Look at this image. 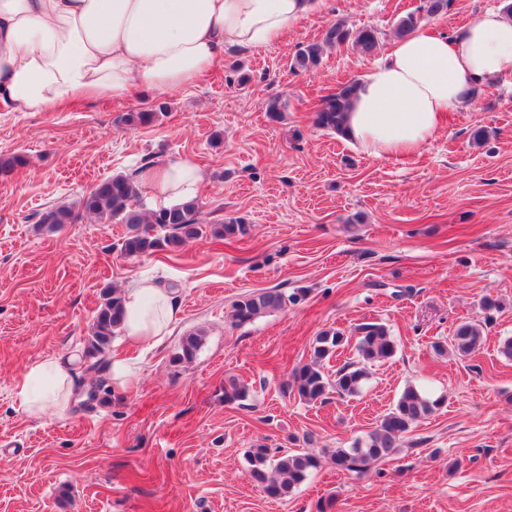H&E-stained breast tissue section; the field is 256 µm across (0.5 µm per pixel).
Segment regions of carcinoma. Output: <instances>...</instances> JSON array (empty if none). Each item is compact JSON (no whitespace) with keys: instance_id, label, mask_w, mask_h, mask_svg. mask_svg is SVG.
Listing matches in <instances>:
<instances>
[{"instance_id":"carcinoma-1","label":"carcinoma","mask_w":512,"mask_h":512,"mask_svg":"<svg viewBox=\"0 0 512 512\" xmlns=\"http://www.w3.org/2000/svg\"><path fill=\"white\" fill-rule=\"evenodd\" d=\"M448 0H423L415 12L400 17L394 24L393 35L402 37L415 31L421 22L447 10ZM353 46L364 54L373 53L379 46L378 31L372 27L351 29L339 20L330 25L322 39L304 45L295 55L293 67L301 71L315 69L328 47ZM357 81L350 80L325 96L313 113V125L336 134L345 135V114ZM157 113L153 110L126 112L120 122L138 127L153 123ZM199 201L148 211L143 204L136 181L129 175L117 174L96 183L94 188L72 205H59L40 213L37 229L55 232L64 224H75L86 218L126 225L127 232L121 251L130 257L151 255L158 251L178 249L188 242L211 236L229 240L246 234L247 227L237 219L223 224L198 222ZM295 296L270 288L240 296L232 305L233 322L245 325L264 314L283 310ZM124 319L122 290L116 286L103 289L87 341L85 356L89 358L87 370L97 371L104 363L103 355L112 338L121 329ZM202 332H191L181 340L172 363H191L201 345ZM484 341L482 324L464 321L457 325L450 340L451 351L467 356L480 348ZM354 343L356 360L345 363L335 375L325 371L324 364L339 349ZM396 343L389 328L378 322L361 323L349 333L330 328L320 332L313 342L309 361L295 367L291 375V390L300 400L311 403L324 400L329 392L356 396L369 377L375 363L394 356ZM248 391L234 379L224 384V400L243 401ZM441 400L430 398L424 391L408 385L389 411L382 417L368 440L357 441L350 448L334 452L337 469L363 473L368 467L392 454L397 441L404 434L426 419ZM249 476L262 485L272 498H285L320 465L319 458L302 451L283 452L275 455L267 446L257 444L246 451Z\"/></svg>"}]
</instances>
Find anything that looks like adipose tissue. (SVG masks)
<instances>
[{
    "mask_svg": "<svg viewBox=\"0 0 512 512\" xmlns=\"http://www.w3.org/2000/svg\"><path fill=\"white\" fill-rule=\"evenodd\" d=\"M315 0H0V112H53L79 98L166 93L192 84L227 48L261 51L310 13ZM512 79V18L489 8L447 33L393 39L359 80L346 139L367 156L418 154L447 112L489 79ZM151 209L196 200L206 181L191 160L147 165L135 177ZM124 340L169 335L179 302L153 280L123 290ZM77 389L71 360L33 362L14 384L26 417L64 412Z\"/></svg>",
    "mask_w": 512,
    "mask_h": 512,
    "instance_id": "ef3b65f1",
    "label": "adipose tissue"
}]
</instances>
